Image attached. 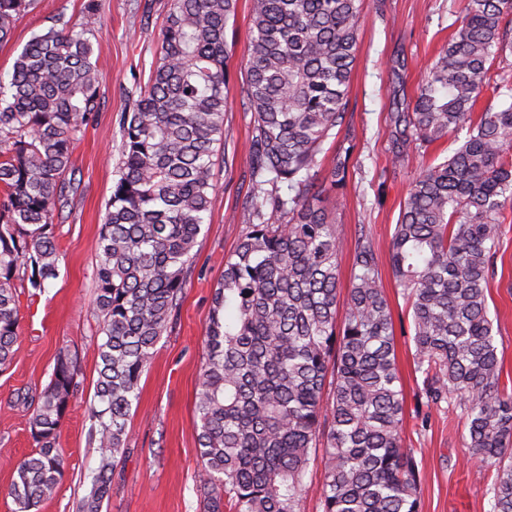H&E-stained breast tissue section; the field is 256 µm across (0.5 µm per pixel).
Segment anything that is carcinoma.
<instances>
[{
  "label": "carcinoma",
  "instance_id": "obj_1",
  "mask_svg": "<svg viewBox=\"0 0 512 512\" xmlns=\"http://www.w3.org/2000/svg\"><path fill=\"white\" fill-rule=\"evenodd\" d=\"M34 5L0 0V44ZM236 6L170 0L148 82L121 111L95 270L102 338L91 416L105 452L79 512H102L110 497L141 377L191 276L224 139V33ZM361 20V0H251L245 231L213 295L195 400L204 512H298L318 450L323 512H420L419 465L401 439L392 314L368 234L355 247L345 317H337V194L354 150L341 131ZM46 22L0 80L1 370L17 342L16 281L34 296L58 278L54 212L77 190L72 148L102 106L97 0H85L76 19L61 12ZM508 48L512 0H463L447 47L408 111L395 113L393 163L403 165L413 144L466 136L413 178L389 243L422 396L464 405L467 447L496 466L491 512H512V395L498 388L486 295L512 206V72L491 75ZM487 93L511 102L475 113ZM328 142L336 162L325 170ZM78 377L76 360L60 351L30 418L36 450L13 469L18 512L50 498L64 475L57 434Z\"/></svg>",
  "mask_w": 512,
  "mask_h": 512
}]
</instances>
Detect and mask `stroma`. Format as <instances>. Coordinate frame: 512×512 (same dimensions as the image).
Instances as JSON below:
<instances>
[{"instance_id": "obj_1", "label": "stroma", "mask_w": 512, "mask_h": 512, "mask_svg": "<svg viewBox=\"0 0 512 512\" xmlns=\"http://www.w3.org/2000/svg\"><path fill=\"white\" fill-rule=\"evenodd\" d=\"M83 2L37 0L35 9L18 22L12 39L0 45V76L10 73L17 54L42 29L47 16L59 11L79 14ZM169 3L153 0L151 13L145 16L133 10L130 0H98L102 109L75 144L72 165L78 188L70 205L54 219L59 276L44 294L21 292L15 354L0 372V512H15L8 495L13 468L35 450L29 424L32 409L23 398L46 387L60 350L76 357L80 390L58 433V445L66 455L64 477L55 495L35 512H78L102 455L90 413L101 340V323L94 312L97 243L119 160V117L127 92L148 81ZM459 3L364 0L344 125L355 149L336 210L344 243L340 290L348 288L352 253L361 232L372 236L381 267H388L389 242L413 177L424 164L447 156L455 147L450 140L413 147L403 166L392 164L391 115L406 111L427 67L447 46L457 27ZM250 26V0H238L236 16L225 30L231 62L221 145L233 163L215 168V190L208 222L194 249L193 273L141 378L139 403L127 425V446L112 473L111 495L102 512H203L197 491L199 421L194 400L214 290L244 229L250 189L245 155L251 114L241 94ZM383 286L392 310L404 394L402 443L413 450L419 464L422 512H491L496 470L471 456L462 406L421 401L423 376L416 370L405 301L391 275H384ZM487 300L502 363L499 388L512 393V209L505 212Z\"/></svg>"}]
</instances>
